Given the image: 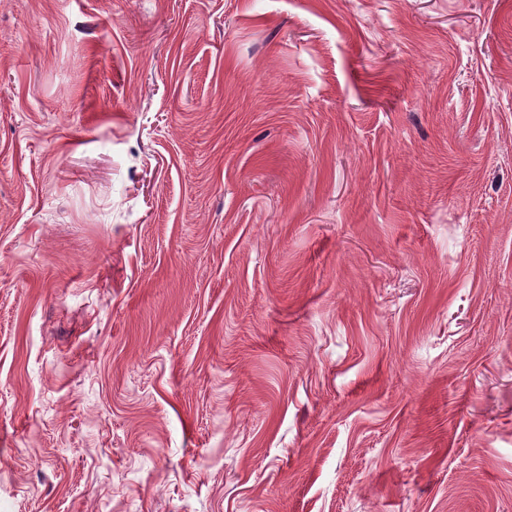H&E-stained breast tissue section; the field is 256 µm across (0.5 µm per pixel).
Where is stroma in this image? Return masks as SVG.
I'll return each mask as SVG.
<instances>
[{
    "label": "stroma",
    "mask_w": 512,
    "mask_h": 512,
    "mask_svg": "<svg viewBox=\"0 0 512 512\" xmlns=\"http://www.w3.org/2000/svg\"><path fill=\"white\" fill-rule=\"evenodd\" d=\"M0 512H512V0H0Z\"/></svg>",
    "instance_id": "obj_1"
}]
</instances>
